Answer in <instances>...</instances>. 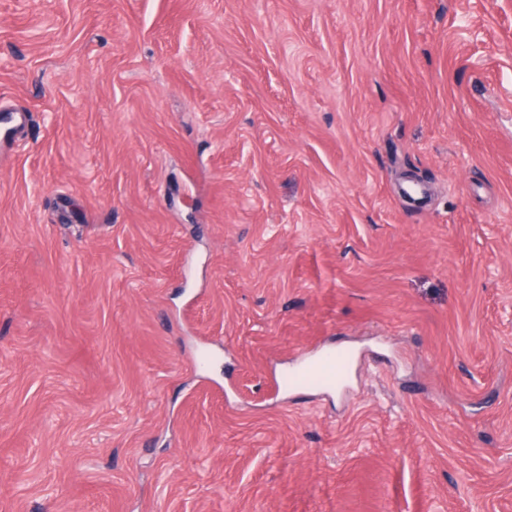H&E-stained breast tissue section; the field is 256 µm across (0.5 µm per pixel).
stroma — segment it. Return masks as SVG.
Listing matches in <instances>:
<instances>
[{"instance_id": "35a3bbf8", "label": "stroma", "mask_w": 512, "mask_h": 512, "mask_svg": "<svg viewBox=\"0 0 512 512\" xmlns=\"http://www.w3.org/2000/svg\"><path fill=\"white\" fill-rule=\"evenodd\" d=\"M0 110V512H512V0H0ZM345 356L325 351L316 359L307 360L282 377L284 388H297L306 384H339L344 370Z\"/></svg>"}]
</instances>
